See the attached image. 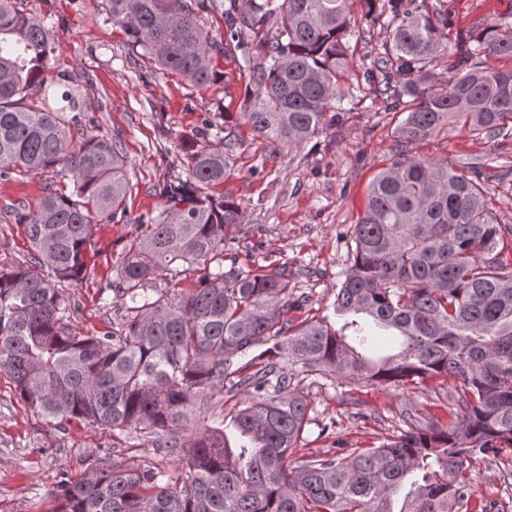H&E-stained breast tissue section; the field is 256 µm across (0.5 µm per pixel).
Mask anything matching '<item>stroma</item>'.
<instances>
[{"label": "stroma", "instance_id": "1", "mask_svg": "<svg viewBox=\"0 0 512 512\" xmlns=\"http://www.w3.org/2000/svg\"><path fill=\"white\" fill-rule=\"evenodd\" d=\"M426 4L429 11L447 12L449 22L448 52L428 67L434 79L460 59L472 35L512 22V0ZM17 6L52 27L47 75L64 78L79 92L76 124L116 140L127 160L130 190L125 203L112 221L99 223L85 279L63 290L71 304L72 325L100 335L126 315L120 302H105L101 291L115 278L136 224L160 210L163 185L188 179L186 142L196 140L205 119L235 117L249 78L231 52L214 55V67L224 80L210 88L159 70L131 49L121 27L108 21L105 0H17ZM351 28V67L338 80L344 99L337 105L335 126L291 149L236 125L240 146L224 183L225 193L242 201L244 222L250 227L248 235L227 240L225 258L243 266L288 262V292L299 301L289 316L296 323L331 314L336 286L352 258L349 234L364 208L368 186L400 152L478 177L497 222L512 225V142L449 128L402 144L397 128L403 112L392 109L366 79L375 62L389 55L386 21L368 14L363 0H356ZM51 189L69 193L73 183L51 172L0 179L1 271L30 264L33 255L24 227L14 221V209L35 204ZM293 385L314 408L299 448L291 452L295 458L304 448L373 446L392 435L404 415L424 423L447 422L453 403L451 386L432 382L402 390L302 374ZM91 448L118 464L178 469L176 461L157 455L151 439L116 451L111 431L75 420L45 419L21 399L12 379L0 373V512H55L61 475L79 478ZM510 471L512 459L507 457L474 461V502L487 504L490 512H512V485L504 480Z\"/></svg>", "mask_w": 512, "mask_h": 512}]
</instances>
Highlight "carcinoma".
Masks as SVG:
<instances>
[{
    "mask_svg": "<svg viewBox=\"0 0 512 512\" xmlns=\"http://www.w3.org/2000/svg\"><path fill=\"white\" fill-rule=\"evenodd\" d=\"M129 45L198 86L216 81L212 54L240 52L249 90L238 121L272 143L299 148L336 124L338 77L350 66V0H229V40L197 14L217 0H106ZM393 47L369 80L405 113L403 143L459 125L512 138V24L472 37L461 70L432 83L448 16L416 0H387ZM52 29L0 0V178L61 168L73 194L50 190L15 209L34 271L0 272V371L30 408L112 431V448L151 437L185 466H122L88 452L82 478L64 480L58 512H455L475 492L472 461L512 455V248L480 184L448 163L406 154L372 182L352 227L353 262L329 318L288 319V263L244 268L224 248L245 229L243 204L220 187L237 145L211 120L193 147L190 177L159 191L164 205L137 225L106 290L128 311L101 336L71 327L63 284L84 279L98 219L110 221L130 187L117 142L75 132V91L49 105ZM203 271L183 288L157 281L178 266ZM398 349L374 357L373 330ZM408 390L453 381L446 423L410 418L371 448L289 453L310 424L296 372ZM244 391L229 423L206 419L224 387Z\"/></svg>",
    "mask_w": 512,
    "mask_h": 512,
    "instance_id": "1",
    "label": "carcinoma"
}]
</instances>
